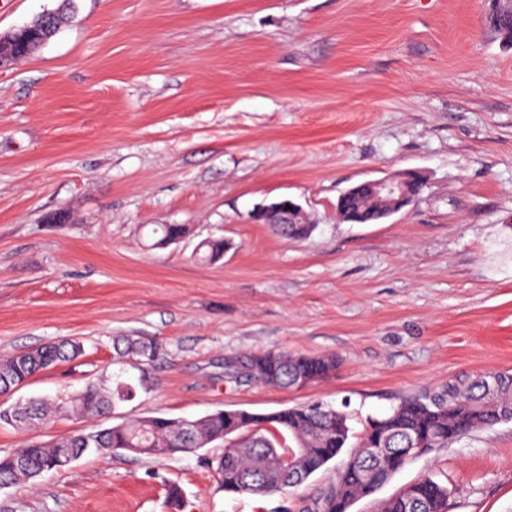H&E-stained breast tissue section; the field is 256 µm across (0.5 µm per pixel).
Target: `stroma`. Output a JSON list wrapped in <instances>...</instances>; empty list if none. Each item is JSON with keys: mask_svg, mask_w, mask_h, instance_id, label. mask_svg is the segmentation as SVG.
<instances>
[{"mask_svg": "<svg viewBox=\"0 0 512 512\" xmlns=\"http://www.w3.org/2000/svg\"><path fill=\"white\" fill-rule=\"evenodd\" d=\"M58 0H0V33ZM60 32L0 69V355L62 338L83 356L0 397L58 400L137 383L113 337L165 346L154 384L110 423L324 403L354 434L408 396L512 372V45L491 0H77ZM412 170L424 187L375 224L340 221L347 189ZM289 197L305 239L253 222ZM67 211L65 224L52 222ZM157 224H185L154 246ZM221 239V259L193 253ZM252 351L335 356L303 388L238 383ZM65 417L0 428V455L98 428ZM212 444L174 458L91 453L0 512H291V495H228ZM448 512H512V423L410 461L350 512L423 477Z\"/></svg>", "mask_w": 512, "mask_h": 512, "instance_id": "1", "label": "stroma"}]
</instances>
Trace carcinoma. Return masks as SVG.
Instances as JSON below:
<instances>
[{"instance_id":"cac0c4a2","label":"carcinoma","mask_w":512,"mask_h":512,"mask_svg":"<svg viewBox=\"0 0 512 512\" xmlns=\"http://www.w3.org/2000/svg\"><path fill=\"white\" fill-rule=\"evenodd\" d=\"M76 9V0H59L56 9L16 28L14 41L0 44L20 62L35 53L59 31ZM512 0H494L491 26L512 44V23L503 18ZM378 203L362 195L343 197L338 213L349 223L376 221ZM159 245L173 244L186 234L183 224H160ZM224 242L209 240L196 252L214 260ZM117 354L133 359L139 384L148 389L149 369L164 355L161 343L142 336H122ZM84 344L64 339L48 345L0 356V393L27 380L47 366L83 355ZM233 375L275 388L304 387L336 371L333 356L309 357L288 352L258 351L228 362ZM489 378L500 382L494 394L485 391ZM136 388L117 380L112 387L89 381L64 400H30L18 407L0 406V427L47 425L59 417H105L119 404L132 400ZM512 423V373H490L472 380L448 382V390L405 398L387 414L367 421L354 448L338 469L336 481L314 498L305 512H349L354 501L375 493L413 458L434 448H446L462 436ZM351 438L349 417L332 407L296 405L267 414L242 409L217 410L205 416L172 419L143 416L87 433H73L49 441L33 439L18 451L0 457V487L31 481L54 470L61 452L78 460L88 453H124L173 457L194 453L215 442L224 451L208 461L218 489L227 494L262 496L289 487L288 473L309 479L338 457ZM448 512V487L431 477L412 483L385 499L379 512Z\"/></svg>"}]
</instances>
